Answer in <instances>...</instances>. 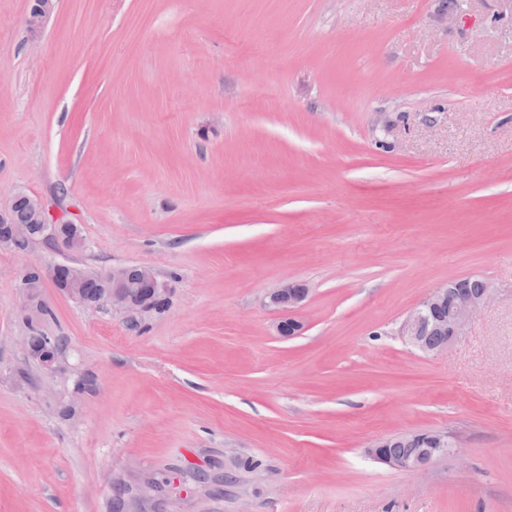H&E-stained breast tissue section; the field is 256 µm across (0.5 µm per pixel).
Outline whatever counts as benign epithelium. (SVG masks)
Segmentation results:
<instances>
[{"instance_id": "1", "label": "benign epithelium", "mask_w": 512, "mask_h": 512, "mask_svg": "<svg viewBox=\"0 0 512 512\" xmlns=\"http://www.w3.org/2000/svg\"><path fill=\"white\" fill-rule=\"evenodd\" d=\"M56 0H29L25 16L27 28L32 32L43 29L54 12ZM23 205L30 213V225L21 226L15 222L14 212ZM40 239L63 250H79L84 241L76 225L52 222L40 199L22 191L11 195L8 207L0 208V251L25 252L31 243ZM26 273L48 277L59 291L88 307L110 306L133 315L142 316L154 310L165 300L168 288L159 280L152 268L143 265L113 268L106 272L91 270L74 265L57 264L52 267L32 265ZM96 281L101 287L93 298L86 295L85 285ZM308 288L297 281H289L270 295V303L285 313L277 324L279 335L288 338L300 331V322L293 313L304 303ZM495 297V288L488 281L477 293L460 289L455 281L438 288L428 296L403 321L400 334L409 344L427 354H443L462 336L466 335L474 316L489 305ZM442 337L436 349H431L425 335ZM25 349L29 357L36 360L47 372L60 369V355L56 348L42 341L35 345L32 338L26 339ZM399 437L420 445L419 452L411 459L399 462L387 456L383 448L389 438L381 437L365 446V453L374 460L393 468L408 472L426 470L436 457L450 451L459 454L457 444L442 431H408Z\"/></svg>"}]
</instances>
